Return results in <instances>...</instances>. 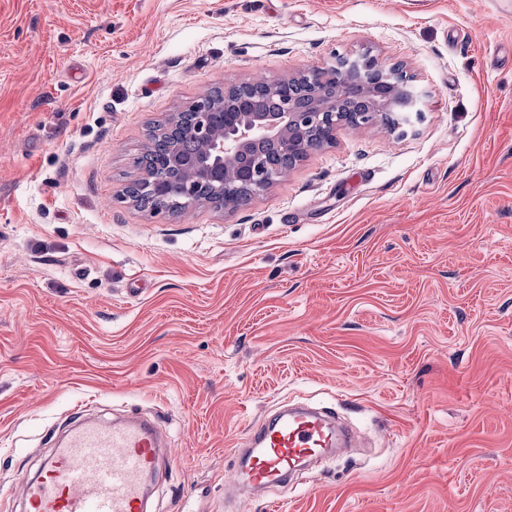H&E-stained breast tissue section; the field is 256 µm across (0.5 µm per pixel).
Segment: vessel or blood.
<instances>
[{
    "label": "vessel or blood",
    "instance_id": "obj_1",
    "mask_svg": "<svg viewBox=\"0 0 512 512\" xmlns=\"http://www.w3.org/2000/svg\"><path fill=\"white\" fill-rule=\"evenodd\" d=\"M345 435L332 410H283L249 433L247 476L258 486L287 487L291 473L341 447ZM162 438V420L104 422L78 405L42 458L40 477L20 480L16 497L25 512H144L146 478L170 456Z\"/></svg>",
    "mask_w": 512,
    "mask_h": 512
}]
</instances>
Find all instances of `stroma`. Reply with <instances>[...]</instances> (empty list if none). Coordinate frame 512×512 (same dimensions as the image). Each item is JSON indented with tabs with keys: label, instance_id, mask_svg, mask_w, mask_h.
Masks as SVG:
<instances>
[{
	"label": "stroma",
	"instance_id": "obj_1",
	"mask_svg": "<svg viewBox=\"0 0 512 512\" xmlns=\"http://www.w3.org/2000/svg\"><path fill=\"white\" fill-rule=\"evenodd\" d=\"M492 0H0V512L50 431L160 413L150 512H512V19ZM373 49L427 92L236 210L123 198L152 122ZM369 445L230 502L277 405Z\"/></svg>",
	"mask_w": 512,
	"mask_h": 512
}]
</instances>
